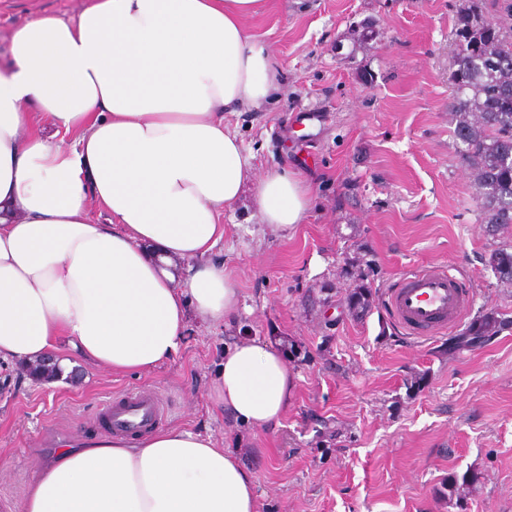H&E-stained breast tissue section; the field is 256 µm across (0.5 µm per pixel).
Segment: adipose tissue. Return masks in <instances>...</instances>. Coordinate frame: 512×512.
I'll return each mask as SVG.
<instances>
[{
    "instance_id": "ef3b65f1",
    "label": "adipose tissue",
    "mask_w": 512,
    "mask_h": 512,
    "mask_svg": "<svg viewBox=\"0 0 512 512\" xmlns=\"http://www.w3.org/2000/svg\"><path fill=\"white\" fill-rule=\"evenodd\" d=\"M266 0H88L77 21L35 15L0 68V362L152 373L178 354L189 318L231 325L234 280L213 254L245 194L273 231L303 223L296 173L255 174L225 121L279 86L243 21ZM95 199L112 216L94 221ZM187 263L175 280L172 261ZM294 378L262 340L226 346L217 409L280 425ZM9 512H260L255 479L212 437L169 427L132 442H64Z\"/></svg>"
}]
</instances>
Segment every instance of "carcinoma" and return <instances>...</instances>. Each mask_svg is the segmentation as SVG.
Wrapping results in <instances>:
<instances>
[{"instance_id":"cac0c4a2","label":"carcinoma","mask_w":512,"mask_h":512,"mask_svg":"<svg viewBox=\"0 0 512 512\" xmlns=\"http://www.w3.org/2000/svg\"><path fill=\"white\" fill-rule=\"evenodd\" d=\"M455 39L449 101V111L457 118L453 134L479 190L483 231L495 237L512 229V26L463 9L457 15ZM485 263L502 284L512 287V250L495 248ZM364 278L358 274L347 295L348 307L357 316L371 308ZM509 326L511 318L485 312L452 338L450 349L480 347Z\"/></svg>"}]
</instances>
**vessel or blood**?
I'll use <instances>...</instances> for the list:
<instances>
[{
	"instance_id": "obj_1",
	"label": "vessel or blood",
	"mask_w": 512,
	"mask_h": 512,
	"mask_svg": "<svg viewBox=\"0 0 512 512\" xmlns=\"http://www.w3.org/2000/svg\"><path fill=\"white\" fill-rule=\"evenodd\" d=\"M469 303L467 287L442 265L405 273L387 294L395 323L419 337L434 336L459 324ZM163 414L159 397L144 391L128 393L105 408L112 430L129 435L157 424Z\"/></svg>"
}]
</instances>
